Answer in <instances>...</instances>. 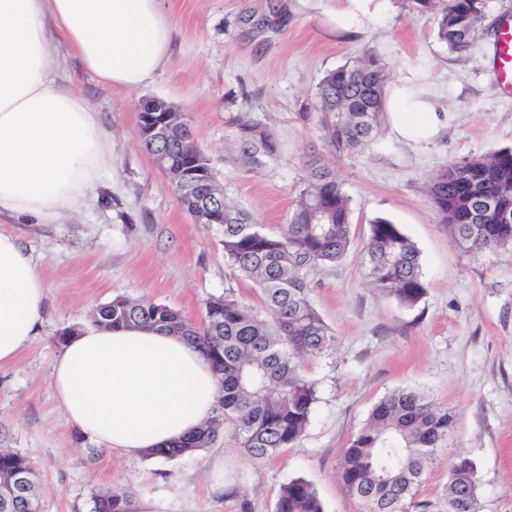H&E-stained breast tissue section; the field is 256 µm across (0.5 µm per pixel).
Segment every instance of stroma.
Here are the masks:
<instances>
[{
  "label": "stroma",
  "mask_w": 512,
  "mask_h": 512,
  "mask_svg": "<svg viewBox=\"0 0 512 512\" xmlns=\"http://www.w3.org/2000/svg\"><path fill=\"white\" fill-rule=\"evenodd\" d=\"M269 2L165 0L167 59L134 90L99 82L62 53L60 77L97 107L112 139V165L99 196L79 213L15 227L50 307L39 335L0 367V448L36 465L43 512H90L93 495L107 488L165 501L167 512H274L282 485L298 477L314 486L324 512H368L345 490L340 459L374 404L410 388L455 414L421 498H435L450 464L463 456L476 467L479 512H512V252L464 251L423 192L450 162L512 148V97L498 88L492 35L512 20V0H485L483 34L465 58L438 40L432 16L395 0H380L352 39L332 34L330 0H277L282 22L256 27ZM370 52L387 63L388 88L436 95L448 116L438 139L408 145L384 129L364 149L339 152L329 143L316 86L326 72ZM150 97L187 113L218 188L266 232L288 224L311 161L335 172L351 199L349 252L307 276L310 301L335 336L328 351L300 363L318 401L300 441L267 460L251 458L228 425L211 447L173 460L96 453L54 398L49 373L60 333L89 322L115 297L159 301L195 323L206 301L229 287L261 304L249 283L233 281L220 229L193 222L143 148L138 105ZM237 113L273 134L276 157L249 160L228 142V120ZM378 217L397 224L421 253L425 293L414 307L379 294L365 276L362 246ZM219 459L220 494L210 488Z\"/></svg>",
  "instance_id": "1"
}]
</instances>
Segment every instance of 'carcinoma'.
<instances>
[{
  "label": "carcinoma",
  "mask_w": 512,
  "mask_h": 512,
  "mask_svg": "<svg viewBox=\"0 0 512 512\" xmlns=\"http://www.w3.org/2000/svg\"><path fill=\"white\" fill-rule=\"evenodd\" d=\"M416 14H430L438 39L458 57L470 54L479 34L483 0H400ZM389 74L374 54L350 60L319 81L315 97L324 128L338 150L376 142L384 115ZM230 136L240 152L272 158L276 139L258 123L235 116ZM180 135L166 143L143 140L144 149L169 160L198 180L213 179L206 156H185ZM438 223L467 252L502 249L512 252V148H504L437 171L425 187ZM482 194L491 205L477 203ZM351 203L342 184L317 170L293 201L289 223L268 234L249 214L219 198L208 224L223 232L225 265L237 279L260 292L262 310L241 301L233 289L205 303L201 324L167 304L116 297L97 307L93 321L112 327L143 325L196 343L219 376L217 407L188 438L158 448L148 457L174 459L207 448L229 424L240 447L253 458L268 459L297 442L305 432L315 403V384L303 376L297 360L330 348L334 335L309 299L307 272L341 260L351 237ZM363 260L374 288L404 307L415 306L425 293L420 251L390 221L370 222ZM454 426L453 412L416 390L399 389L372 408L367 421L345 448L340 477L348 493L362 499L368 512H445L448 498L467 496L466 512H476L475 466L460 458L448 469V481L437 501L418 500L419 487L436 451ZM121 491L97 494L92 512H126ZM0 512H42L38 472L25 455L0 449ZM275 512H323L313 487L295 478L280 489Z\"/></svg>",
  "instance_id": "cac0c4a2"
}]
</instances>
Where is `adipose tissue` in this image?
<instances>
[{
	"label": "adipose tissue",
	"mask_w": 512,
	"mask_h": 512,
	"mask_svg": "<svg viewBox=\"0 0 512 512\" xmlns=\"http://www.w3.org/2000/svg\"><path fill=\"white\" fill-rule=\"evenodd\" d=\"M171 30L162 0H0V365L41 330L47 287L14 222L79 212L112 161L96 107L58 81L69 49L98 81L133 89L162 67ZM391 134L439 135L434 102L394 91ZM66 420L112 454L137 458L177 442L213 413L218 380L194 344L151 327L76 329L50 370Z\"/></svg>",
	"instance_id": "adipose-tissue-1"
}]
</instances>
